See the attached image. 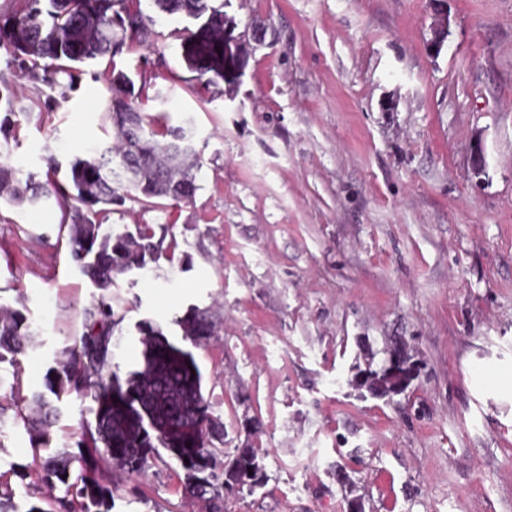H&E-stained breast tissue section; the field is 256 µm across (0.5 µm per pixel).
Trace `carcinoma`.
I'll return each mask as SVG.
<instances>
[{
    "mask_svg": "<svg viewBox=\"0 0 512 512\" xmlns=\"http://www.w3.org/2000/svg\"><path fill=\"white\" fill-rule=\"evenodd\" d=\"M167 16L182 15L206 21L185 44L188 60L200 73L224 76V14L210 0H152ZM141 0H10L0 11V130L14 123L26 91L32 103L55 100L60 76L74 79L77 65L107 60L114 63L127 43L148 38L154 19L140 8ZM110 97L106 115L112 137L95 144L68 163L66 181L56 178L61 163L45 157L46 179L20 177L8 160L0 162V191L10 200L35 205L54 196L62 209L60 227L67 229L71 255L96 287L112 288L124 274L164 258L174 259L175 241H166L164 225L136 224L110 235L100 234L101 222L80 214L130 198L145 209H167L190 201L199 189V157L181 130L163 134L143 110L145 86L123 72L105 76ZM185 340L196 345L210 336L215 323L207 310L190 308L176 320ZM116 312L110 301L85 310L84 331L69 349V360L49 371L47 389L60 398L75 392L97 403L95 424L82 429L77 446L86 449L78 479H66L67 460L50 456L33 471L18 473L46 487L66 485L56 499L60 512H111L118 487L104 476L117 467L133 477L159 459L156 449L175 453L184 469L185 494L202 503V512H230L229 501L249 495L268 482L262 457L250 445L224 449V421L207 413L202 377L192 355L157 339L161 332L140 328L145 346L144 366L132 373L123 390L108 373L118 341ZM29 338L28 318L13 310L0 314V364H19ZM34 416L28 425L38 429L36 447H48L47 428L58 420L59 409L45 394L33 395Z\"/></svg>",
    "mask_w": 512,
    "mask_h": 512,
    "instance_id": "carcinoma-1",
    "label": "carcinoma"
}]
</instances>
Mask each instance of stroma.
<instances>
[{
  "label": "stroma",
  "mask_w": 512,
  "mask_h": 512,
  "mask_svg": "<svg viewBox=\"0 0 512 512\" xmlns=\"http://www.w3.org/2000/svg\"><path fill=\"white\" fill-rule=\"evenodd\" d=\"M246 57L200 78L184 50L198 21L156 14L155 33L115 59L146 83L145 112L191 128L202 168L192 202L113 205L106 232L167 224L178 247L148 275L120 276L113 379L143 365L148 321L190 352L224 443L257 448L269 481L234 512H512V0H212ZM448 37L428 43L439 14ZM266 27L262 45L251 27ZM105 78L81 74L67 102L40 103L0 132L11 163L44 176L104 140ZM482 146L485 178L471 155ZM54 200L0 197V309L33 339L18 408L0 416V473L17 512L41 499L15 472L61 454L68 477L96 402L70 394L47 448L24 427L33 394L83 332L102 292L72 261ZM209 309L213 336L185 341L175 320ZM404 352L415 373L386 397L356 389L366 368ZM260 423L243 430L244 419ZM149 467L112 512H200L183 471Z\"/></svg>",
  "instance_id": "1"
}]
</instances>
